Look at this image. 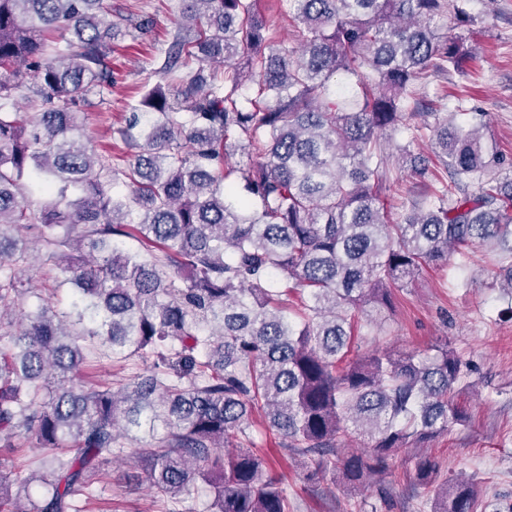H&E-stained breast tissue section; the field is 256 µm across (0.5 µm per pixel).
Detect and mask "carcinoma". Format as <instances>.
<instances>
[{
    "mask_svg": "<svg viewBox=\"0 0 512 512\" xmlns=\"http://www.w3.org/2000/svg\"><path fill=\"white\" fill-rule=\"evenodd\" d=\"M193 34L175 39L162 81L112 131L120 167L76 132L112 85L111 0H0V327L30 289L14 273L35 241L71 285L68 311L27 315L0 351V512H86L107 456L137 448L157 512H290L250 448L254 415L283 447L314 458L307 478L352 488L389 456L468 419L463 362L373 351L344 368L356 313L448 253L497 252L512 294V179L482 126L420 113L396 145L406 167L442 171L397 223L384 135L400 128L426 70H459L471 46L434 18L458 0H287L299 44L268 51L256 0H182ZM242 56L248 67L242 74ZM336 74L344 77L330 84ZM38 85L19 118L23 76ZM436 141L434 160L411 155ZM246 155L232 164L236 151ZM41 202L38 222L28 201ZM151 362L124 383L54 385L89 359ZM354 430L362 453L338 448ZM37 461L15 464L22 448ZM432 512H478L471 483H438Z\"/></svg>",
    "mask_w": 512,
    "mask_h": 512,
    "instance_id": "carcinoma-1",
    "label": "carcinoma"
}]
</instances>
